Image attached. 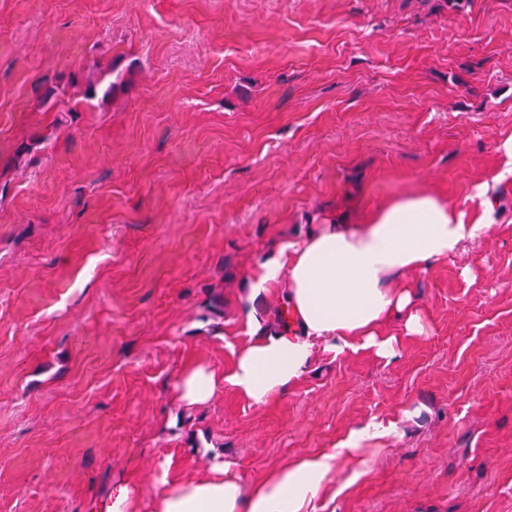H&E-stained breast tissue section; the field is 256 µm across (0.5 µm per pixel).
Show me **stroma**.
I'll return each mask as SVG.
<instances>
[{
	"label": "stroma",
	"instance_id": "35a3bbf8",
	"mask_svg": "<svg viewBox=\"0 0 512 512\" xmlns=\"http://www.w3.org/2000/svg\"><path fill=\"white\" fill-rule=\"evenodd\" d=\"M110 96H85L98 64ZM512 0H0V512H153L395 423L314 512H512ZM411 275L427 332L286 394L179 398L249 340L251 270L425 190L467 219Z\"/></svg>",
	"mask_w": 512,
	"mask_h": 512
}]
</instances>
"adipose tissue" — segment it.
Masks as SVG:
<instances>
[{"instance_id":"obj_1","label":"adipose tissue","mask_w":512,"mask_h":512,"mask_svg":"<svg viewBox=\"0 0 512 512\" xmlns=\"http://www.w3.org/2000/svg\"><path fill=\"white\" fill-rule=\"evenodd\" d=\"M483 229L423 190L354 217L330 216L302 240L280 247L248 280L243 299L250 304L278 289L279 321L250 314V340L231 367L185 370L177 383L181 400L204 404L229 388L249 403H265L294 387L321 347L337 355L369 349L394 358L396 339L381 332L386 322L400 317L408 334L425 332L402 276L454 259ZM394 430L368 424L340 447L279 467L248 490L226 477L224 465H214L210 476L167 490L154 512H307L342 457Z\"/></svg>"}]
</instances>
